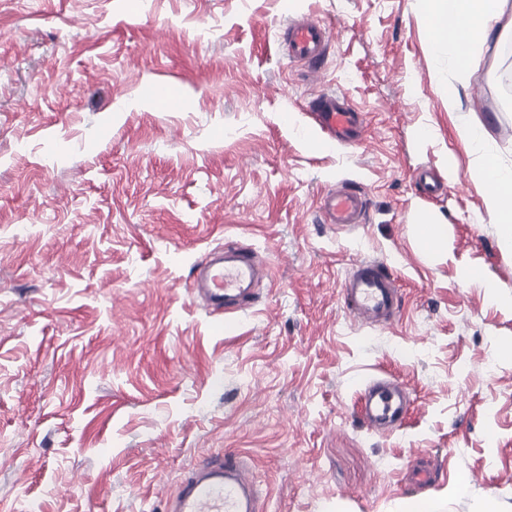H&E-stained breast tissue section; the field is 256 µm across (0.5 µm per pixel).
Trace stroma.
<instances>
[{"label": "stroma", "mask_w": 512, "mask_h": 512, "mask_svg": "<svg viewBox=\"0 0 512 512\" xmlns=\"http://www.w3.org/2000/svg\"><path fill=\"white\" fill-rule=\"evenodd\" d=\"M306 18L332 34L316 71L278 41ZM510 69L499 45L458 80L424 0H0V512H167L231 451L260 512H512V307L460 275L512 294V245L457 134L479 122L512 162ZM323 92L362 113L360 144L311 126ZM342 184L364 223L324 222ZM426 223L446 251L420 248ZM236 243L271 276L230 317L187 286ZM372 259L398 288L386 325L344 304ZM379 378L411 398L393 431L362 417Z\"/></svg>", "instance_id": "35a3bbf8"}]
</instances>
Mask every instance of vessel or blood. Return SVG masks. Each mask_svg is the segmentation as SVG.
Segmentation results:
<instances>
[{
	"label": "vessel or blood",
	"instance_id": "b4317fda",
	"mask_svg": "<svg viewBox=\"0 0 512 512\" xmlns=\"http://www.w3.org/2000/svg\"><path fill=\"white\" fill-rule=\"evenodd\" d=\"M327 45L326 30L314 19H304L285 29L284 46L289 59L318 65ZM311 113L316 127L329 140L346 144L360 140V113L336 94L316 97ZM320 210L326 223L359 224L368 210V199L360 189L343 186L322 196ZM269 275V267L256 261L249 248L227 246L220 258L202 257L199 273L189 288L203 296L212 310L235 314L250 301L256 285ZM344 300L356 318L384 324L397 309V290L382 263L364 261L346 282ZM362 412L368 425L393 428L402 422L407 406L397 384L375 383L364 392ZM171 510L258 512L257 483L251 466L239 453H225L203 461L181 481Z\"/></svg>",
	"mask_w": 512,
	"mask_h": 512
}]
</instances>
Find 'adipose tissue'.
<instances>
[{
  "instance_id": "obj_1",
  "label": "adipose tissue",
  "mask_w": 512,
  "mask_h": 512,
  "mask_svg": "<svg viewBox=\"0 0 512 512\" xmlns=\"http://www.w3.org/2000/svg\"><path fill=\"white\" fill-rule=\"evenodd\" d=\"M427 4L431 42L437 48L453 46L461 72H468L481 62L472 54V46L512 39V0H427ZM471 176L488 186L486 211L501 237L512 243V166L489 159Z\"/></svg>"
}]
</instances>
